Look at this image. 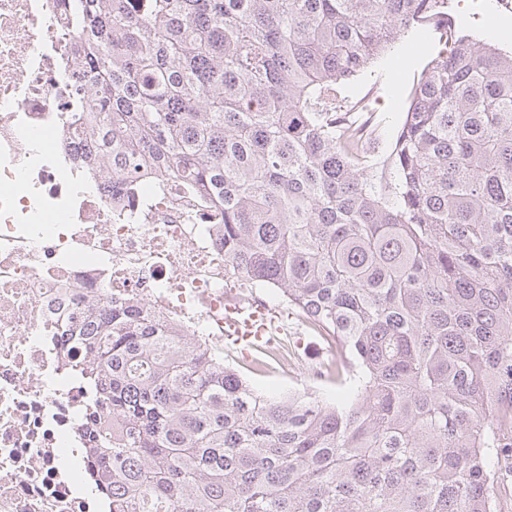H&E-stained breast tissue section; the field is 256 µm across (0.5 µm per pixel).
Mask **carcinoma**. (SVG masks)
<instances>
[{
	"instance_id": "obj_1",
	"label": "carcinoma",
	"mask_w": 512,
	"mask_h": 512,
	"mask_svg": "<svg viewBox=\"0 0 512 512\" xmlns=\"http://www.w3.org/2000/svg\"><path fill=\"white\" fill-rule=\"evenodd\" d=\"M75 151L127 201L147 177L224 225L228 278L330 340L266 394L138 308L63 321L112 512H501L512 471V53L448 0H64ZM435 34L386 152L338 88Z\"/></svg>"
}]
</instances>
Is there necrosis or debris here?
I'll return each mask as SVG.
<instances>
[{
  "label": "necrosis or debris",
  "mask_w": 512,
  "mask_h": 512,
  "mask_svg": "<svg viewBox=\"0 0 512 512\" xmlns=\"http://www.w3.org/2000/svg\"><path fill=\"white\" fill-rule=\"evenodd\" d=\"M73 33L61 0H0V512H105L96 423L61 323L76 298L144 307L224 341V227L189 192L123 205L73 161Z\"/></svg>",
  "instance_id": "obj_1"
}]
</instances>
